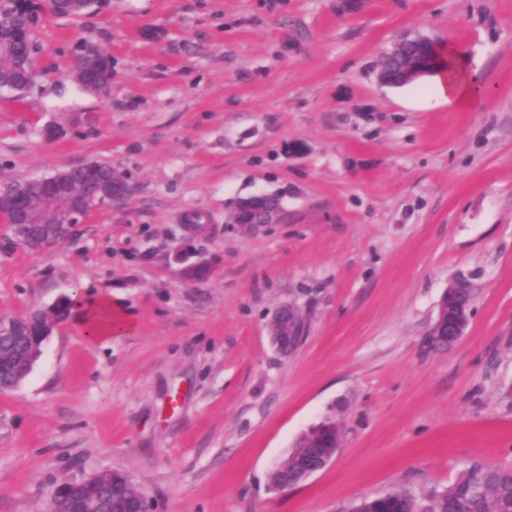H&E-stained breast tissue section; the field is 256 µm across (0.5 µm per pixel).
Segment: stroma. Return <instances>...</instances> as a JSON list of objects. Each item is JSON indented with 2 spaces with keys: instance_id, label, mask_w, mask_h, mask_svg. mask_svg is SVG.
I'll return each instance as SVG.
<instances>
[{
  "instance_id": "obj_1",
  "label": "stroma",
  "mask_w": 512,
  "mask_h": 512,
  "mask_svg": "<svg viewBox=\"0 0 512 512\" xmlns=\"http://www.w3.org/2000/svg\"><path fill=\"white\" fill-rule=\"evenodd\" d=\"M7 4L38 16V76L0 90V185L95 160L132 191L38 252L0 223V318L103 294L134 327L95 340L66 315L0 391V512H50L58 484L113 469L151 512H343L512 468V0ZM404 31L478 60L487 104L380 84ZM84 45L112 57L103 95L71 78ZM258 194L282 219L231 226ZM454 280L465 333L427 350ZM285 303L307 318L289 357L269 338ZM328 417L333 461L269 491ZM338 425L332 418H327L324 422L311 428L304 433L297 443L291 448L287 457L276 466L268 475V481L274 486L280 478L292 474L298 467V464L310 455L313 451H319L323 455L330 457L335 453L336 448L342 447L343 436L338 430L335 441L331 437ZM336 448H332L333 446Z\"/></svg>"
}]
</instances>
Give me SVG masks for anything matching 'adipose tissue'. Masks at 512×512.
Returning <instances> with one entry per match:
<instances>
[{
	"instance_id": "obj_1",
	"label": "adipose tissue",
	"mask_w": 512,
	"mask_h": 512,
	"mask_svg": "<svg viewBox=\"0 0 512 512\" xmlns=\"http://www.w3.org/2000/svg\"><path fill=\"white\" fill-rule=\"evenodd\" d=\"M450 68L435 75L433 98L438 102L454 104L463 111L480 108L486 101V82L479 64L470 62L455 45L447 47ZM76 307L81 314L86 335L98 338L126 332L130 324L120 314L114 313L108 299L83 298Z\"/></svg>"
}]
</instances>
